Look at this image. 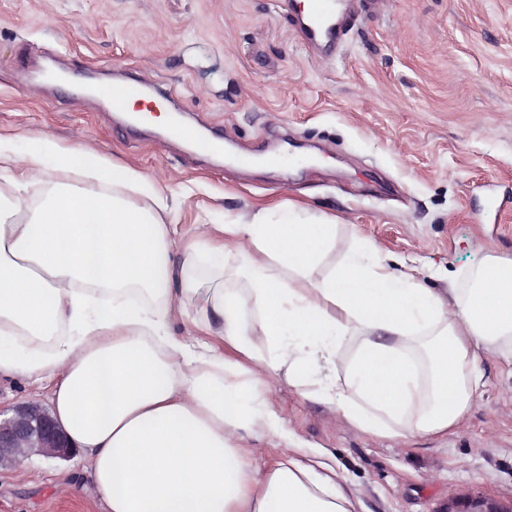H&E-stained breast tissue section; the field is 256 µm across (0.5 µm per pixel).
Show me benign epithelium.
<instances>
[{
    "instance_id": "1",
    "label": "benign epithelium",
    "mask_w": 512,
    "mask_h": 512,
    "mask_svg": "<svg viewBox=\"0 0 512 512\" xmlns=\"http://www.w3.org/2000/svg\"><path fill=\"white\" fill-rule=\"evenodd\" d=\"M72 452L66 433L39 402L21 403L7 415L0 412V469H16L34 453L67 458ZM441 512H512V501L463 497L449 502Z\"/></svg>"
}]
</instances>
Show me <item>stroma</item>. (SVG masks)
Returning <instances> with one entry per match:
<instances>
[{"label": "stroma", "mask_w": 512, "mask_h": 512, "mask_svg": "<svg viewBox=\"0 0 512 512\" xmlns=\"http://www.w3.org/2000/svg\"><path fill=\"white\" fill-rule=\"evenodd\" d=\"M302 0H0V135L49 133L63 147L164 178L174 238L248 206L284 200L336 216L380 255L451 288L485 256L512 258V0H361L346 36L315 57ZM131 77L167 91L168 111L224 139L195 153L161 127L127 129L101 103L43 81ZM281 150L278 168L230 153ZM487 385L444 436L388 440L339 423L281 376L267 396L287 431L323 451L356 512H440L459 496L512 499V365L487 357ZM52 385L0 377V409L49 405ZM66 474L79 493L59 496ZM0 512H104L88 460L32 455L0 470Z\"/></svg>", "instance_id": "obj_1"}]
</instances>
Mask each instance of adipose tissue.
I'll list each match as a JSON object with an SVG mask.
<instances>
[{
	"instance_id": "adipose-tissue-1",
	"label": "adipose tissue",
	"mask_w": 512,
	"mask_h": 512,
	"mask_svg": "<svg viewBox=\"0 0 512 512\" xmlns=\"http://www.w3.org/2000/svg\"><path fill=\"white\" fill-rule=\"evenodd\" d=\"M26 143L17 173L0 142V374L53 382L105 512H355L322 454L290 443L267 376L316 377L342 424L406 439L463 420L481 358L512 361V260L487 256L447 295L357 241L331 265L335 216L290 200L176 239L161 180L45 135ZM177 251L239 289L174 288ZM176 320L223 352L171 335ZM266 437L287 453L259 461Z\"/></svg>"
}]
</instances>
